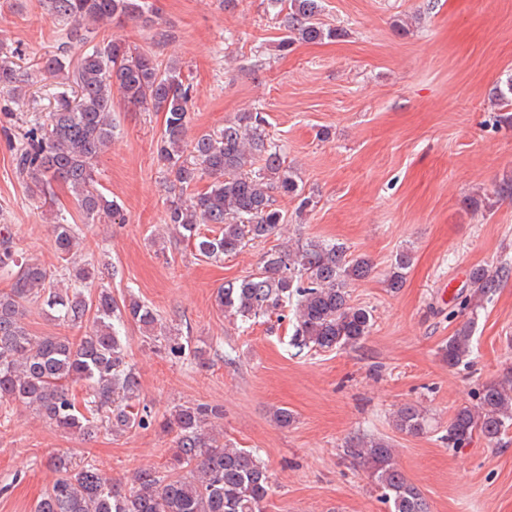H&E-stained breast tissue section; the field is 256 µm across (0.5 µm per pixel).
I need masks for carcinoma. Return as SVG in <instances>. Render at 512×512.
Instances as JSON below:
<instances>
[{
  "label": "carcinoma",
  "mask_w": 512,
  "mask_h": 512,
  "mask_svg": "<svg viewBox=\"0 0 512 512\" xmlns=\"http://www.w3.org/2000/svg\"><path fill=\"white\" fill-rule=\"evenodd\" d=\"M283 13L280 45L296 40L314 43L338 36L321 21V0H270ZM46 16L65 26L57 53L42 62L45 73L66 86L53 110L20 138L9 143L15 172L22 183L55 205L53 183L63 182L85 223L121 219L118 206L96 187L99 157L112 146V112L122 104L130 111L152 110L164 115L157 141L158 160L166 167L165 224L177 237L194 242L199 254L220 261L252 241H262L286 223L274 207V195L302 197L303 189L286 166L279 146L264 133L260 112H243L224 127L187 140L193 108L192 87L184 83L175 60L159 61L147 50L98 38L96 26L139 20L152 23L147 0H43ZM26 96V80L7 56L0 55V91ZM213 181L203 190L198 183ZM210 224L213 234L199 232ZM55 249L65 262L62 272L70 287H54L52 271L23 256L8 224L0 225V271L13 279L0 292V408L19 403L33 408L46 423L74 437H90L106 427L114 434L146 430L156 420L140 407L141 383L126 361V345L118 323L134 322L145 331V342L164 344L173 355L185 351L181 337L157 328L158 314L129 298L119 303L107 290L89 302L81 287L95 278L94 265L72 261L78 239L75 225L60 218L51 225ZM411 254L396 255L386 287L397 292L406 283ZM372 271L369 259L349 257L338 242L287 243L268 253L261 268L218 289L216 305L224 316L247 323L291 307L299 349L333 350L355 347L370 334L372 312L350 303L351 282ZM512 269L493 271L479 265L469 278L470 292L460 296L462 310L476 311ZM49 309L62 324L92 328L78 339L32 334L22 321L24 308ZM94 317H89V314ZM473 351V321H465L440 346L441 357L454 367ZM84 387L79 398L70 386ZM224 413L202 403L173 406L160 426L176 432L165 470L136 471L126 489L110 481L92 461L73 462L59 455L57 474L34 512H264L269 496L267 464L251 448L224 440L218 421ZM396 430L420 435L428 426L427 412L406 403L393 414ZM512 428V370L504 379L486 384L477 403L459 408L441 441L448 448L469 445L475 436L499 443ZM380 491L390 512H430L420 490L399 468L391 445L381 438H361L349 445Z\"/></svg>",
  "instance_id": "1"
}]
</instances>
